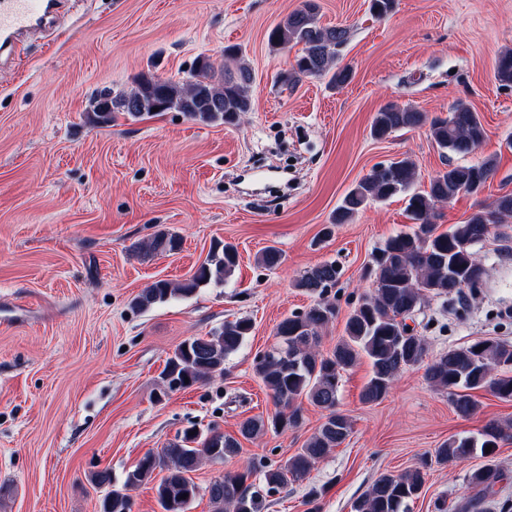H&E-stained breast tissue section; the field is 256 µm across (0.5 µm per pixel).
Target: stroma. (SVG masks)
Masks as SVG:
<instances>
[{
	"label": "stroma",
	"instance_id": "stroma-1",
	"mask_svg": "<svg viewBox=\"0 0 512 512\" xmlns=\"http://www.w3.org/2000/svg\"><path fill=\"white\" fill-rule=\"evenodd\" d=\"M317 2L323 25L350 29L337 62L354 78L338 90L322 78L293 88L278 79L297 51L271 47L267 35L302 0H65L49 29L0 55V512H99L97 471L119 486L188 426L233 435L245 418L271 414L255 358L284 317L311 304L299 278L325 261L341 270L328 293L336 316L320 332L329 351L371 287L375 254L412 224L398 195L332 225L343 196L378 165L411 159L424 189L448 165L496 157L479 195L439 205L444 230L512 193V88L495 79L498 56L512 50V0H396L382 19L369 0ZM229 44L256 77L253 109L237 124L166 112L92 125L99 91L131 90L144 75L179 80L202 57L224 66ZM460 101L486 129L471 155L443 153L424 126L370 135L386 103L433 118ZM161 229L181 236L179 252L143 250ZM502 230L478 247L489 271L482 288L460 306L432 299L416 315L429 356L478 340L512 344V222ZM220 242L238 250L226 282L131 309L152 282L190 278ZM269 245L283 253L273 269L257 260ZM239 317L253 329L223 376L159 397L175 346ZM369 375L364 358L344 372L337 407L350 435L305 479L266 495L264 512H306L313 485L327 488L322 512H351L380 474L414 467L450 438L478 436L489 421L512 424V401L480 390L474 414L459 416L421 365L401 372L384 399L363 402ZM304 414L300 428L202 462L193 481L207 486L251 461L283 464L323 420L310 404ZM483 463L477 453L432 465L408 512L464 502L467 476Z\"/></svg>",
	"mask_w": 512,
	"mask_h": 512
}]
</instances>
